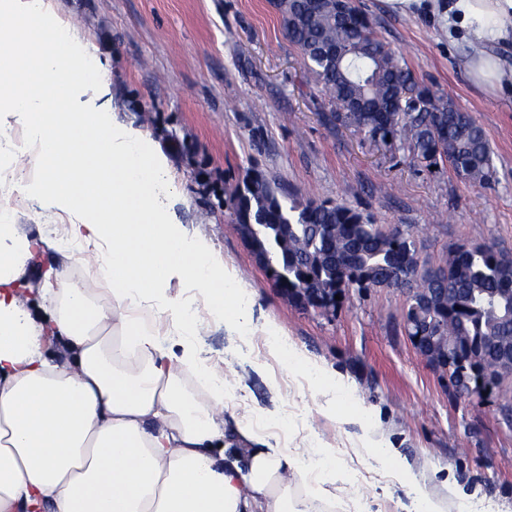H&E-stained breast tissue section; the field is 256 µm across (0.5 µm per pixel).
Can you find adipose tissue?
<instances>
[{
	"mask_svg": "<svg viewBox=\"0 0 512 512\" xmlns=\"http://www.w3.org/2000/svg\"><path fill=\"white\" fill-rule=\"evenodd\" d=\"M446 18L465 33L471 84L489 96L512 86L505 59L469 50L512 41V0H450ZM0 112L26 132L7 155L8 194L66 215L72 241L108 255L96 297L60 282L35 318L18 287L41 242L0 207V512H336L339 494L297 448L226 419L223 371L202 359L175 284L203 294L228 334L285 357L322 396V416L357 425L355 455L383 459L419 512H442L343 374L256 319L236 269L172 220L166 158L150 134L113 121L108 71L53 0H0ZM155 309L181 335L179 352L148 321ZM181 370L207 402L180 385Z\"/></svg>",
	"mask_w": 512,
	"mask_h": 512,
	"instance_id": "obj_1",
	"label": "adipose tissue"
}]
</instances>
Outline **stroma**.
I'll list each match as a JSON object with an SVG mask.
<instances>
[{"label":"stroma","mask_w":512,"mask_h":512,"mask_svg":"<svg viewBox=\"0 0 512 512\" xmlns=\"http://www.w3.org/2000/svg\"><path fill=\"white\" fill-rule=\"evenodd\" d=\"M356 3L421 82L482 126L495 152L491 186H473L446 166L427 170L328 124L327 99L269 0H54L108 59L114 120L150 133L167 157L176 220L239 270L256 313L279 324L286 342L312 360L349 377L444 512H456L459 487L497 512H512V377L485 395L459 396L408 339L404 291L352 288L332 314L303 309L273 287L236 228L231 195L257 170L303 197L412 229L431 263L461 244L512 256V90L488 96L474 88L430 11ZM50 266L88 293L99 288L85 256L39 255L24 275L33 316L42 313L39 290ZM197 330L203 357L224 370L230 412L264 426L272 439L316 436L330 444L327 476L351 490L355 512H408L406 488L386 477L380 462L351 458L354 426L322 417L320 397L286 361L260 340L225 335L212 314L199 317Z\"/></svg>","instance_id":"35a3bbf8"}]
</instances>
